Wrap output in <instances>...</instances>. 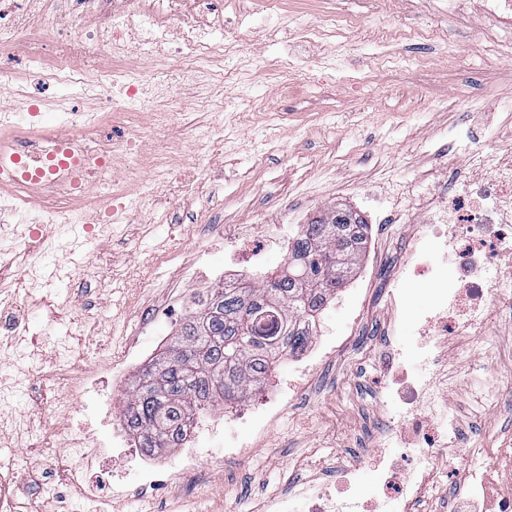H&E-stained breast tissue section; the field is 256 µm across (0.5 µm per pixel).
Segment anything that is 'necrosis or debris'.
I'll use <instances>...</instances> for the list:
<instances>
[{"mask_svg":"<svg viewBox=\"0 0 512 512\" xmlns=\"http://www.w3.org/2000/svg\"><path fill=\"white\" fill-rule=\"evenodd\" d=\"M240 41L238 32L224 25V0H0V49L22 63L18 69L0 65V86L24 95L31 67L58 89H76L78 102L93 104L81 121L67 116L34 130L17 124L10 138L0 139V150L23 145L45 153L60 133L78 160L75 169L52 182L18 184L15 198L45 224H62L89 210L104 224L130 222L134 209L156 191L155 179L138 170L144 134L171 126L180 84L209 73L213 62ZM134 55L146 60L145 68L131 65ZM115 164L123 168L124 179H113ZM465 164L471 179L418 203L426 211L425 228L409 247L402 272L410 280L430 277L433 301L419 320L412 347L378 352L384 430L373 465L380 480L368 492L347 471L336 495L297 489L306 512H377L381 502L387 512H419L438 484L432 458L468 445L458 416L445 406L454 373L439 364L466 352L493 325L512 324L507 281L512 275V142L491 152L470 151ZM140 355L128 347L119 363L87 368L81 382L70 384L71 393L85 410H100L104 399L93 389L96 378L121 373ZM412 360L420 373L407 371ZM287 400L280 391L257 407L215 415L211 424L185 435L171 459L148 456L118 425L111 443L138 459L144 487L156 489L170 478L197 473L199 463L212 456L214 441H222L225 456L240 455L239 429L272 421ZM94 445L88 431L71 434L55 473L60 484L92 497L101 493L90 476L99 463ZM405 445L418 458L420 471H406L394 456V449ZM510 463L512 455L505 453L489 470H458L448 512H512V488L497 489L492 478Z\"/></svg>","mask_w":512,"mask_h":512,"instance_id":"4bbe7bcc","label":"necrosis or debris"}]
</instances>
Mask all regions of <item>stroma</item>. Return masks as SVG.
<instances>
[{
	"instance_id": "35a3bbf8",
	"label": "stroma",
	"mask_w": 512,
	"mask_h": 512,
	"mask_svg": "<svg viewBox=\"0 0 512 512\" xmlns=\"http://www.w3.org/2000/svg\"><path fill=\"white\" fill-rule=\"evenodd\" d=\"M253 2L224 0V19L242 27L245 47L226 53L223 86L184 83L172 127L163 139H144L143 172H151L157 146H167L182 155L179 173L190 177L192 189L176 197L160 186L131 223L98 224L90 232L51 224L35 239L29 224L0 223V257L13 261L0 267V310H30L20 337L0 335V393L8 397L0 412L27 426L1 433L0 448L16 449L15 466L27 475L16 493L33 512H96L78 495L41 489L38 476L61 454L43 447L42 436L85 425L104 435L108 427L86 421L62 383L26 379L28 361L65 344L74 361L54 365L62 379L131 344L150 345L149 328L174 336L186 314L174 297L193 290L174 279L176 265L201 253L224 264V238L238 225H265L284 241L336 206L361 214L371 234L338 290L343 304H329L321 315L322 334L343 337V344L323 352L310 377H297L284 360L251 387L248 405L278 389L289 397L265 433L240 430L245 455L208 460L197 479L173 480L158 494L138 490L111 450L103 479L127 485L112 512H254L263 499L289 496L292 483L318 488L341 469L367 487L377 480L368 464L382 411L372 359L377 333L393 323L395 345L412 344L418 317L432 303L431 283L414 280L401 307L390 305L387 283L423 229L392 221L395 192L419 183L444 193L449 177L465 179L466 170L448 167L456 150L450 131L477 133L487 148L512 141V54L488 42L477 0H388L382 12L375 0H272L259 13ZM461 2L471 13L464 22L454 11ZM281 23L308 31L302 55L267 43L266 28ZM287 54L290 69L275 70L274 58ZM286 82L292 89L285 94ZM214 124L224 130L223 144L211 147L224 169L215 181L196 165L201 136ZM69 254L78 261L70 284L51 289L43 277H30L29 268ZM453 363L511 380L512 325L474 340ZM448 404L485 445L512 434L508 392L478 412L460 384L449 389Z\"/></svg>"
}]
</instances>
